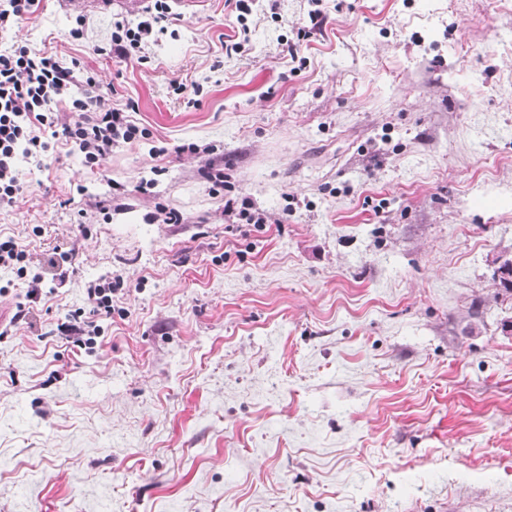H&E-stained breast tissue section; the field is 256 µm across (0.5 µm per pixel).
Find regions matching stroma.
I'll use <instances>...</instances> for the list:
<instances>
[{"mask_svg":"<svg viewBox=\"0 0 512 512\" xmlns=\"http://www.w3.org/2000/svg\"><path fill=\"white\" fill-rule=\"evenodd\" d=\"M309 9L175 6L141 62L112 54L127 0L0 30L145 130L93 168L51 139L0 205L63 281L16 324L0 265V512H512V0H323L301 39ZM244 197L266 223L225 216ZM111 275L71 346L57 320ZM103 281L104 283H101ZM121 283L123 284V279L118 275L89 282L85 287L86 306L69 310L64 320L58 321L56 331L74 346L82 348L92 344V336L97 335L100 329L98 319L112 315V292L114 293Z\"/></svg>","mask_w":512,"mask_h":512,"instance_id":"35a3bbf8","label":"stroma"}]
</instances>
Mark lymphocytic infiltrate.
Returning a JSON list of instances; mask_svg holds the SVG:
<instances>
[{
    "mask_svg": "<svg viewBox=\"0 0 512 512\" xmlns=\"http://www.w3.org/2000/svg\"><path fill=\"white\" fill-rule=\"evenodd\" d=\"M146 12L136 25L123 20L114 23L115 57L133 59L149 41L164 34L170 12L167 0H153ZM65 96L72 99L68 120L55 110L58 98ZM39 125L60 130L91 167L111 155L114 147L141 134L126 111L109 106L95 77L79 65L63 66L54 56L33 53L25 46L0 53V205L14 203L23 191L18 157L38 163L48 150L35 131ZM121 283L118 276L88 283L84 307L68 311L58 322L57 332L74 346L88 345L99 332V318L111 316L112 294Z\"/></svg>",
    "mask_w": 512,
    "mask_h": 512,
    "instance_id": "1",
    "label": "lymphocytic infiltrate"
}]
</instances>
